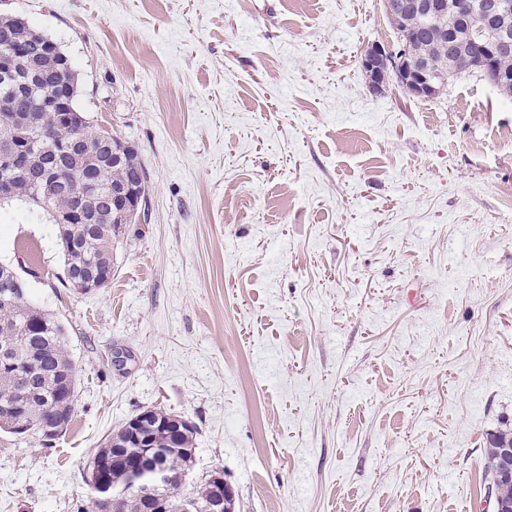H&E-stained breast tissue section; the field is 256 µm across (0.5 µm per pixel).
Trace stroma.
<instances>
[{"label":"stroma","mask_w":512,"mask_h":512,"mask_svg":"<svg viewBox=\"0 0 512 512\" xmlns=\"http://www.w3.org/2000/svg\"><path fill=\"white\" fill-rule=\"evenodd\" d=\"M56 40L91 132L148 176L107 288L62 284L48 213L0 204V263L67 329L52 444L0 430V512H78L104 439L197 428L188 487L238 512H494L512 431V97L480 74L368 87L384 0H0ZM490 448L487 452L489 459V467L491 470L490 483L485 487L487 498L492 496L498 498L501 502L512 505V433L507 431H499L492 435L489 441ZM501 448H506L498 463L499 471L503 478L508 479L507 482L494 481V471L498 461V454Z\"/></svg>","instance_id":"1"}]
</instances>
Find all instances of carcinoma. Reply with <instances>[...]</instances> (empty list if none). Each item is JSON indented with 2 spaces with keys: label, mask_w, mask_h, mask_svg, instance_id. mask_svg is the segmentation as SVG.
Listing matches in <instances>:
<instances>
[{
  "label": "carcinoma",
  "mask_w": 512,
  "mask_h": 512,
  "mask_svg": "<svg viewBox=\"0 0 512 512\" xmlns=\"http://www.w3.org/2000/svg\"><path fill=\"white\" fill-rule=\"evenodd\" d=\"M26 33V51L36 62L39 75L31 78L24 66L15 74L0 79V156L8 153L15 138L24 137L28 151L38 167L61 173L68 189H59L48 203V213L64 216L71 206V192L85 187L87 224L58 225L64 251L65 270L101 284L112 280L114 243L118 242L136 218L125 216L112 205V189L139 178L145 168L138 153L122 161L112 159V138H99L87 130V122L78 107L72 123L54 122L12 106L17 89L25 87L30 97L45 90L70 92L77 100L79 86L75 70L61 68L57 56L45 53L46 36L23 19L0 16V51L18 33ZM440 28H421L411 24L409 49L415 56L431 59L448 75L466 72L468 48L460 47L448 55V44ZM34 172L0 164V182H8L13 195L10 200L37 201L39 184ZM66 327L61 320L34 306L28 299H0V347H10V366H0V428L11 429V419L18 416L31 424L33 434L43 436L46 425L57 417L63 426L57 436L65 434L75 412L76 380L74 366L64 347ZM180 419L166 410L153 408L137 433L127 425L114 430L97 449L91 461V475L112 488L122 491L118 512H152L163 507L166 512H204L213 500L215 470L202 479L190 495L183 493V483L166 481L146 496L124 489L128 472L143 460L146 449H157L158 467L185 471L195 452L197 428L184 424L173 432L165 424ZM487 452L490 470H496L502 448H512V433L499 431L492 435ZM487 496L512 505V482L490 481Z\"/></svg>",
  "instance_id": "carcinoma-1"
}]
</instances>
